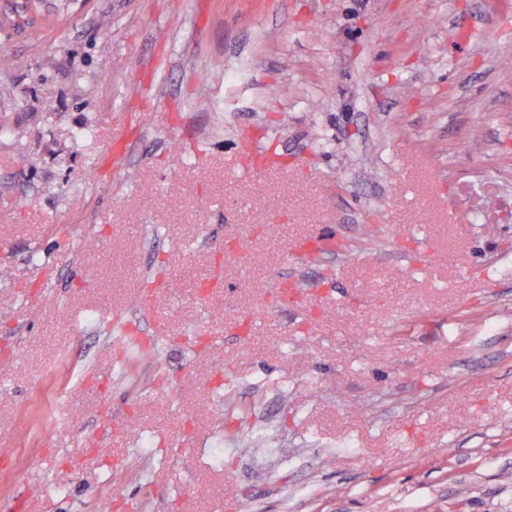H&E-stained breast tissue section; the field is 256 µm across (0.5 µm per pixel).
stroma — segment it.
Instances as JSON below:
<instances>
[{"instance_id":"35a3bbf8","label":"stroma","mask_w":512,"mask_h":512,"mask_svg":"<svg viewBox=\"0 0 512 512\" xmlns=\"http://www.w3.org/2000/svg\"><path fill=\"white\" fill-rule=\"evenodd\" d=\"M1 52L0 512H512V224L448 201L512 185V0H0Z\"/></svg>"}]
</instances>
